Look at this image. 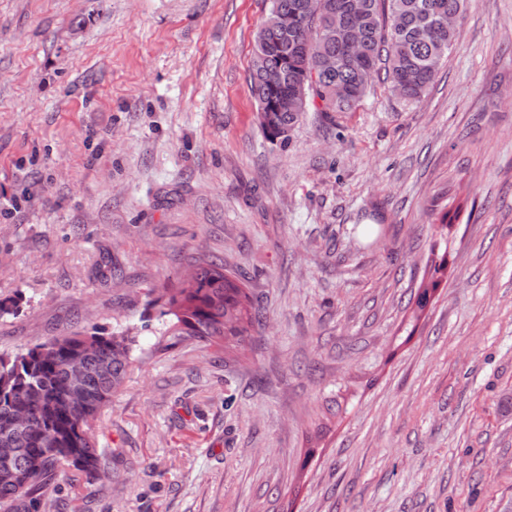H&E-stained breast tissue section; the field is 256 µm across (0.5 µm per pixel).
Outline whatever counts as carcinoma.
I'll list each match as a JSON object with an SVG mask.
<instances>
[{
    "label": "carcinoma",
    "mask_w": 512,
    "mask_h": 512,
    "mask_svg": "<svg viewBox=\"0 0 512 512\" xmlns=\"http://www.w3.org/2000/svg\"><path fill=\"white\" fill-rule=\"evenodd\" d=\"M473 0H271L255 39L251 93L270 113L265 132L279 138L298 119L288 99L300 90L304 111L335 115L353 111L377 78L406 101L432 87L436 66L448 57L456 29L448 16L463 17ZM362 14L359 39L350 40L342 19ZM336 58L332 72L321 69ZM433 264L417 294L424 310L443 275ZM161 312V336L194 337L220 348L251 336L259 315L241 284L210 262L172 290ZM132 331L72 333L24 353L0 356V448H12L13 472L0 475V512H46L45 478L67 464L95 478L104 453L92 423L112 404L130 363ZM81 363L85 402L72 397L70 365Z\"/></svg>",
    "instance_id": "1"
}]
</instances>
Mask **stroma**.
<instances>
[{
  "label": "stroma",
  "instance_id": "35a3bbf8",
  "mask_svg": "<svg viewBox=\"0 0 512 512\" xmlns=\"http://www.w3.org/2000/svg\"><path fill=\"white\" fill-rule=\"evenodd\" d=\"M269 8L0 0V354L135 333L104 471L46 512H512V0H475L421 100L378 83L283 140L250 93ZM204 259L250 342L159 346Z\"/></svg>",
  "mask_w": 512,
  "mask_h": 512
}]
</instances>
